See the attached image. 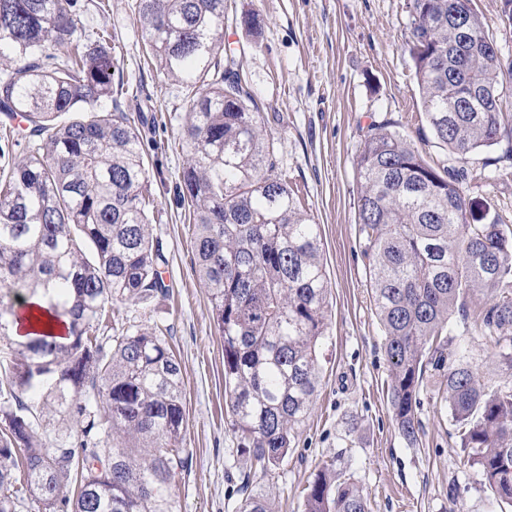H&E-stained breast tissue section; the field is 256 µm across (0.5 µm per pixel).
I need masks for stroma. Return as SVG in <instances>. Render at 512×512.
Instances as JSON below:
<instances>
[{
	"instance_id": "1",
	"label": "stroma",
	"mask_w": 512,
	"mask_h": 512,
	"mask_svg": "<svg viewBox=\"0 0 512 512\" xmlns=\"http://www.w3.org/2000/svg\"><path fill=\"white\" fill-rule=\"evenodd\" d=\"M85 31L107 26L115 38L113 80L124 85L119 110L143 117L152 192L162 212L152 233L162 240L166 297L151 306L120 307L123 325L157 328L181 362L188 469L171 480L181 512H236L240 487L261 492L273 512H304L318 468L335 464L368 495L369 512H501V504L467 463L448 409L437 395L439 374L424 373L416 447L399 436L387 397L383 331L358 242L357 163L371 125L390 123L431 162L445 160L423 118L410 54L411 0H224V44L242 85L257 103L274 142L279 170L318 224L327 271V337L319 354L320 385L292 450L273 472L250 474L230 426L224 394V342L208 289L192 263L193 226L176 203L187 146L181 87L148 57L135 0H110L99 12L87 0ZM256 18L249 26L248 18ZM464 183L512 221V148L471 155ZM490 386L511 378L498 350L478 331L452 336Z\"/></svg>"
}]
</instances>
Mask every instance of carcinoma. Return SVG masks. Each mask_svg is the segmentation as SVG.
<instances>
[{
    "label": "carcinoma",
    "mask_w": 512,
    "mask_h": 512,
    "mask_svg": "<svg viewBox=\"0 0 512 512\" xmlns=\"http://www.w3.org/2000/svg\"><path fill=\"white\" fill-rule=\"evenodd\" d=\"M473 0H412L410 53L436 146L466 161L512 140L504 61ZM85 0H0V285L43 291L63 340L37 332L0 355V512H179L167 486L188 466L181 364L154 329L107 335L104 316L167 294L143 138L110 110L112 35L79 28ZM156 65L187 92L180 206L193 261L224 340L234 432L267 473L288 455L319 386L328 280L319 226L277 171L261 113L223 53L224 0H137ZM23 159L13 161L16 151ZM463 168L430 164L403 135L371 128L358 161L359 246L384 332L395 427L419 442L424 367L443 370L468 461L512 507V386L490 391L448 356L457 320L480 328L512 374V224L461 187ZM66 422L50 442L21 395ZM77 492L68 495L71 484ZM239 512H272L244 484ZM305 512H368L358 482L318 471Z\"/></svg>",
    "instance_id": "carcinoma-1"
}]
</instances>
